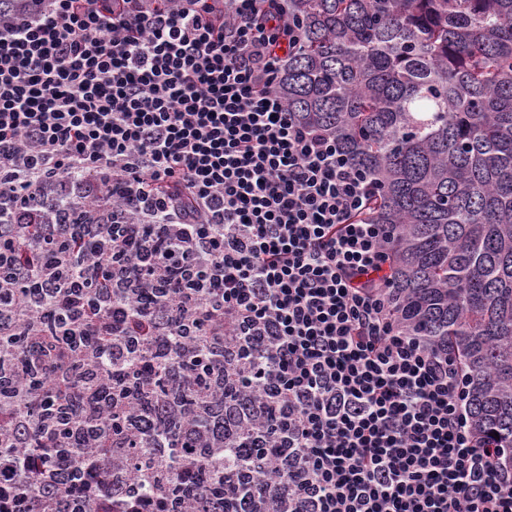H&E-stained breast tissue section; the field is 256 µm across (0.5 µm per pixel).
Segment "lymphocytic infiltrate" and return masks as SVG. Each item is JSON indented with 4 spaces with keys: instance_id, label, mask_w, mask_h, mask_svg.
Wrapping results in <instances>:
<instances>
[{
    "instance_id": "lymphocytic-infiltrate-1",
    "label": "lymphocytic infiltrate",
    "mask_w": 512,
    "mask_h": 512,
    "mask_svg": "<svg viewBox=\"0 0 512 512\" xmlns=\"http://www.w3.org/2000/svg\"><path fill=\"white\" fill-rule=\"evenodd\" d=\"M300 41L272 0H0V404L37 410L0 512H224L228 417L234 512H512L377 184L276 90Z\"/></svg>"
}]
</instances>
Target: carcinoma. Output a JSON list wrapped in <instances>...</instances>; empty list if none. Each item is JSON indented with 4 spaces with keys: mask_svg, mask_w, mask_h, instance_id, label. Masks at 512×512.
Listing matches in <instances>:
<instances>
[{
    "mask_svg": "<svg viewBox=\"0 0 512 512\" xmlns=\"http://www.w3.org/2000/svg\"><path fill=\"white\" fill-rule=\"evenodd\" d=\"M276 2L279 94L376 180L401 326L457 359L512 471V0Z\"/></svg>",
    "mask_w": 512,
    "mask_h": 512,
    "instance_id": "obj_1",
    "label": "carcinoma"
}]
</instances>
